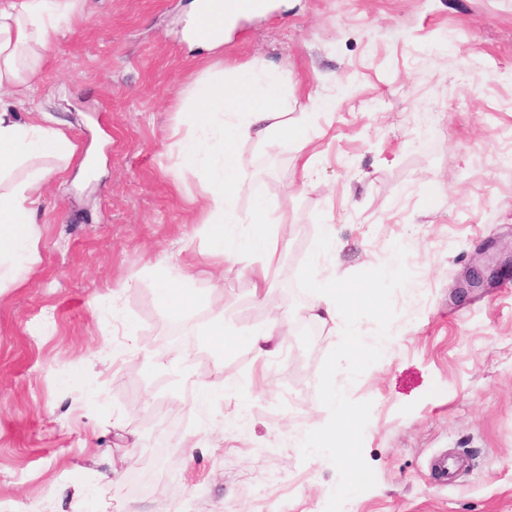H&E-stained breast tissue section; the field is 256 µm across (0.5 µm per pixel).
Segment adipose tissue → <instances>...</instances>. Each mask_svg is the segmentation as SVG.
<instances>
[{
  "instance_id": "ef3b65f1",
  "label": "adipose tissue",
  "mask_w": 512,
  "mask_h": 512,
  "mask_svg": "<svg viewBox=\"0 0 512 512\" xmlns=\"http://www.w3.org/2000/svg\"><path fill=\"white\" fill-rule=\"evenodd\" d=\"M77 0H0V288L15 284L21 263L38 257L37 217L40 200L50 180L62 176L75 146L59 128L41 119L20 118L10 98L31 93L38 60L71 12ZM306 115L289 117L288 87L274 69L243 65L201 73L189 92V108L173 135L178 146L179 171L203 174L205 198L202 221L209 228L213 252L224 257H260L250 273L256 285L266 283L277 246L265 231L268 209L255 198L249 216L253 229L237 236L227 229L234 223L235 199L250 187L239 162L246 141L270 137L303 143ZM360 300L344 288H323L311 308L313 317L342 325L347 338L337 368L361 354L355 324L348 313ZM324 419L304 439L327 449L336 461L350 455L354 434L363 416L350 412L342 389H331Z\"/></svg>"
}]
</instances>
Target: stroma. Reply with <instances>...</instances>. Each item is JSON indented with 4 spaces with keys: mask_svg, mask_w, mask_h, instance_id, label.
<instances>
[{
    "mask_svg": "<svg viewBox=\"0 0 512 512\" xmlns=\"http://www.w3.org/2000/svg\"><path fill=\"white\" fill-rule=\"evenodd\" d=\"M190 3L80 0L15 102L76 149L0 290V512H512V275L461 285L512 255V0H266L210 53ZM254 60L310 125L240 148L236 210L263 196L282 237L258 297L212 258L172 136L204 69ZM188 263L208 302L176 315L159 283ZM316 283L381 291L350 317L367 348L395 331L384 362L336 375L329 322L268 360L210 333L297 322ZM337 383L364 413L343 463L302 445Z\"/></svg>",
    "mask_w": 512,
    "mask_h": 512,
    "instance_id": "obj_1",
    "label": "stroma"
}]
</instances>
